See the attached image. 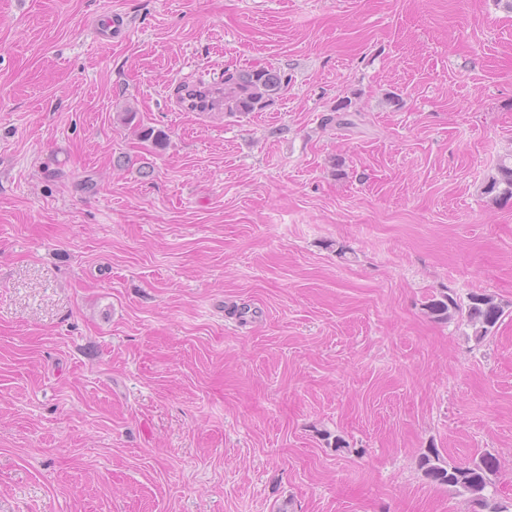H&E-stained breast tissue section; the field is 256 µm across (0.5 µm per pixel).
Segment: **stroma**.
<instances>
[{"label":"stroma","mask_w":512,"mask_h":512,"mask_svg":"<svg viewBox=\"0 0 512 512\" xmlns=\"http://www.w3.org/2000/svg\"><path fill=\"white\" fill-rule=\"evenodd\" d=\"M507 154L496 0H0V512H472L430 447L512 498V316L424 309L512 302ZM284 71L259 67L240 72L224 71L217 85L199 82L177 88L179 101L188 112H255L270 106L288 85ZM137 112L133 108H127L120 112L119 122L122 126L132 131L134 136L143 142H151L155 147H162L167 140V133L154 126L144 125L137 120ZM481 193L492 196L495 200L512 199V154L502 157L493 171L487 175ZM493 295L479 292L468 294L466 302L451 289H444L424 305L426 314L436 321H451L459 317L471 330L476 344H482L499 322L512 311ZM420 470L431 483L446 486L466 496L479 512H511L510 500L499 496L496 478L500 463L492 453H483L465 463L445 461L436 448H427L418 462Z\"/></svg>","instance_id":"obj_1"}]
</instances>
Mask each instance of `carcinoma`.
<instances>
[{
  "instance_id": "cac0c4a2",
  "label": "carcinoma",
  "mask_w": 512,
  "mask_h": 512,
  "mask_svg": "<svg viewBox=\"0 0 512 512\" xmlns=\"http://www.w3.org/2000/svg\"><path fill=\"white\" fill-rule=\"evenodd\" d=\"M287 84L285 72L259 67L226 71L217 85L206 82L183 85L178 87V93L181 105L188 112H255L270 106ZM119 122L136 138L156 147L163 146L167 140L164 130L137 120V112L131 107L120 113ZM481 194L495 200L512 199V154L502 157L487 175ZM424 309L436 321L460 318L478 345L493 333L504 317L512 314L509 305L490 294L472 292L463 301L449 288L432 295ZM418 465L431 483L467 497L479 512H512V499L500 497L496 488L500 463L495 455L486 452L457 464L445 460L438 449L428 448L419 457Z\"/></svg>"
}]
</instances>
